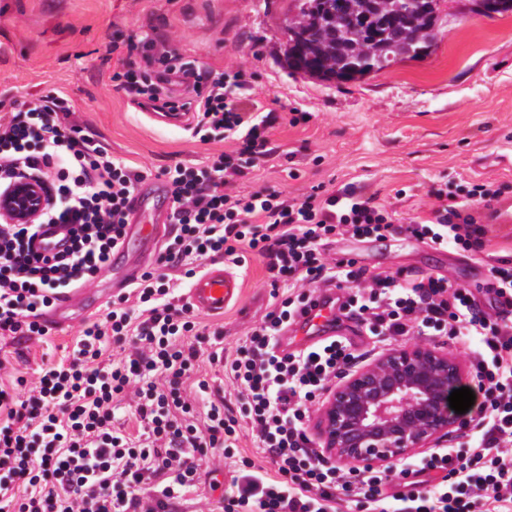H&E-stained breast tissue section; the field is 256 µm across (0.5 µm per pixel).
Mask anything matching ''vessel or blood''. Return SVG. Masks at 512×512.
<instances>
[{"instance_id": "vessel-or-blood-1", "label": "vessel or blood", "mask_w": 512, "mask_h": 512, "mask_svg": "<svg viewBox=\"0 0 512 512\" xmlns=\"http://www.w3.org/2000/svg\"><path fill=\"white\" fill-rule=\"evenodd\" d=\"M170 192L166 184L149 182L139 187L129 206L128 236L147 241L159 247L167 228ZM69 224H44L39 229L36 248L41 252L62 250L72 236ZM240 280L223 259L210 261L203 273L197 276L188 289L189 304L193 309L211 314L223 313L236 302L240 294ZM347 293L335 284L322 285L312 300L299 310L279 332L276 350L286 355L317 347L329 340L347 338L360 330L359 322L350 320L344 309ZM104 300L102 294L82 288L70 295L59 296L52 303L44 319L48 326L58 328L70 320L75 306L94 308Z\"/></svg>"}]
</instances>
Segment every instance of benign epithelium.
Wrapping results in <instances>:
<instances>
[{
  "instance_id": "obj_1",
  "label": "benign epithelium",
  "mask_w": 512,
  "mask_h": 512,
  "mask_svg": "<svg viewBox=\"0 0 512 512\" xmlns=\"http://www.w3.org/2000/svg\"><path fill=\"white\" fill-rule=\"evenodd\" d=\"M53 203L45 179L26 174L0 191V222L36 224ZM461 378L456 358L432 344L393 347L329 392L318 436L338 464L389 466L461 427L447 404Z\"/></svg>"
}]
</instances>
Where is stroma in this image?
I'll list each match as a JSON object with an SVG mask.
<instances>
[{
	"label": "stroma",
	"instance_id": "obj_1",
	"mask_svg": "<svg viewBox=\"0 0 512 512\" xmlns=\"http://www.w3.org/2000/svg\"><path fill=\"white\" fill-rule=\"evenodd\" d=\"M295 12L294 0H0V118L10 117L11 102L57 93L84 133L157 179L179 163L207 165L232 143L152 124L114 74L131 66L160 89L170 65L243 69L251 76L247 103L278 120L271 154L239 180L241 192L267 187L288 201L351 185L409 224L427 218L431 188L479 180L512 187V168L497 160L512 150L511 14L485 19L446 0L428 55L334 87L289 73L285 44ZM144 38L150 48L128 56L127 42ZM296 112L308 120L293 123ZM370 258L372 269L388 271L450 263L460 282L474 281L466 262L417 251L403 238ZM238 274L237 304L220 317L195 315L223 330L228 354L274 303L266 258L249 255ZM100 315L74 312L64 329L29 341L0 338V387L17 389L18 379L67 359L81 324ZM230 491L229 476L202 473L177 512H221Z\"/></svg>",
	"mask_w": 512,
	"mask_h": 512
}]
</instances>
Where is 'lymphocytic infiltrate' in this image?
<instances>
[{"mask_svg": "<svg viewBox=\"0 0 512 512\" xmlns=\"http://www.w3.org/2000/svg\"><path fill=\"white\" fill-rule=\"evenodd\" d=\"M192 77L196 96L181 106L133 71L123 74L145 105L195 112L199 141L228 139L235 147L202 167L165 170L176 231L156 268L102 319L83 325L69 361L42 367L24 395L0 389V512H173L204 462L230 458L244 422L270 466L247 458L235 464L224 512H340L345 503L358 512H512V259L487 256L485 227L473 215L506 185L432 188L437 204L420 224L395 223L351 186L316 189L291 203L266 188L238 193L237 180L269 155L277 116L237 101L246 73L196 70ZM71 114L67 99L50 92L0 122V187L21 170L50 178L55 203L42 222L74 227L68 251L44 255L34 248L37 225L0 224L1 338L46 335L42 310L109 268L125 240L129 201L143 176L72 124ZM400 236L486 257L489 289L504 309L489 313L467 286L438 276L376 271L328 255L340 239ZM251 254L267 258L278 296L224 361L239 406L214 398L204 379L187 397L199 354L217 352L224 333L200 326L165 270L190 279L204 260L240 267ZM330 281L346 289L349 315L375 343L480 337L468 355L479 403L465 414L462 441L385 469L328 461L308 430L310 412L359 355L338 339L288 355L275 342ZM111 347L123 358L104 359ZM129 390L142 423L135 439L114 425V401ZM19 487L24 495H16Z\"/></svg>", "mask_w": 512, "mask_h": 512, "instance_id": "lymphocytic-infiltrate-1", "label": "lymphocytic infiltrate"}]
</instances>
